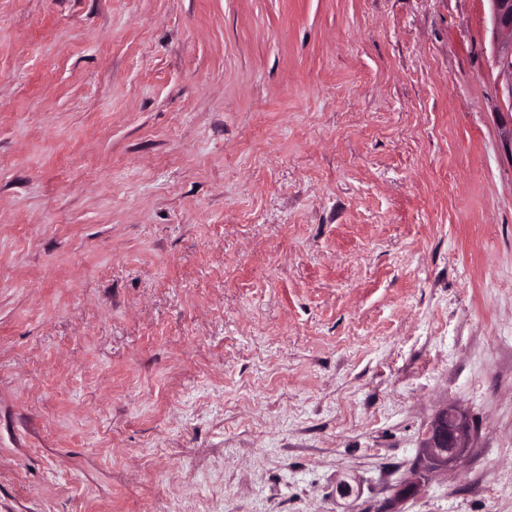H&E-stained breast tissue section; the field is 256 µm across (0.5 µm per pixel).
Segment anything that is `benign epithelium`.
<instances>
[{"label":"benign epithelium","instance_id":"benign-epithelium-1","mask_svg":"<svg viewBox=\"0 0 512 512\" xmlns=\"http://www.w3.org/2000/svg\"><path fill=\"white\" fill-rule=\"evenodd\" d=\"M493 4V23L509 33L508 48L498 52V65L512 75V0H490ZM471 425L467 416L455 406L437 411L428 436L419 450L422 472L454 467L468 452Z\"/></svg>","mask_w":512,"mask_h":512}]
</instances>
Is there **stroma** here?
Here are the masks:
<instances>
[{
  "label": "stroma",
  "mask_w": 512,
  "mask_h": 512,
  "mask_svg": "<svg viewBox=\"0 0 512 512\" xmlns=\"http://www.w3.org/2000/svg\"><path fill=\"white\" fill-rule=\"evenodd\" d=\"M503 40L489 0H0V512H512ZM445 404L468 454L415 478Z\"/></svg>",
  "instance_id": "obj_1"
}]
</instances>
